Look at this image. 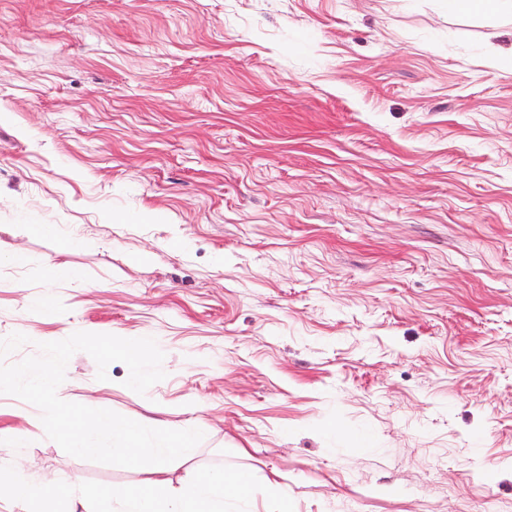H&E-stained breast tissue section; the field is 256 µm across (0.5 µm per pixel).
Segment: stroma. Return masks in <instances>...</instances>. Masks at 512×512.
Instances as JSON below:
<instances>
[{
  "label": "stroma",
  "instance_id": "obj_1",
  "mask_svg": "<svg viewBox=\"0 0 512 512\" xmlns=\"http://www.w3.org/2000/svg\"><path fill=\"white\" fill-rule=\"evenodd\" d=\"M77 331L164 352L143 395L77 352L58 395L195 423L176 489L229 465L294 512H512V17L0 0V339L29 337L17 362ZM0 465L43 512L148 478L5 394Z\"/></svg>",
  "mask_w": 512,
  "mask_h": 512
}]
</instances>
